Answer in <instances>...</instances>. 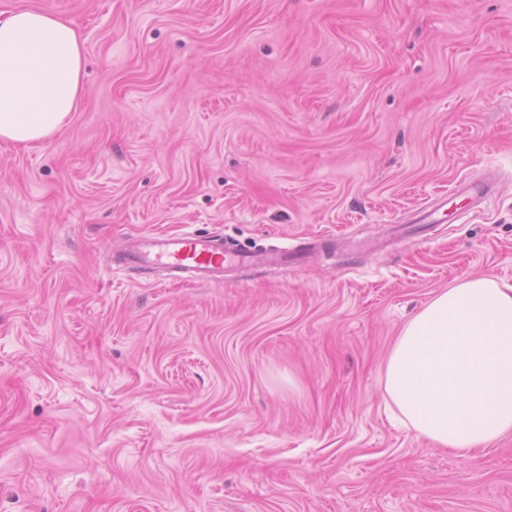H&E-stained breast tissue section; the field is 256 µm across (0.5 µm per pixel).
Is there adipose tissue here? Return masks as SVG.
Listing matches in <instances>:
<instances>
[{
    "label": "adipose tissue",
    "instance_id": "1",
    "mask_svg": "<svg viewBox=\"0 0 512 512\" xmlns=\"http://www.w3.org/2000/svg\"><path fill=\"white\" fill-rule=\"evenodd\" d=\"M83 47L66 20L34 8L0 18V140L62 130L81 91ZM402 422L467 453L512 434V288L470 277L408 322L383 368Z\"/></svg>",
    "mask_w": 512,
    "mask_h": 512
}]
</instances>
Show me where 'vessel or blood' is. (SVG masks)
<instances>
[{"label":"vessel or blood","mask_w":512,"mask_h":512,"mask_svg":"<svg viewBox=\"0 0 512 512\" xmlns=\"http://www.w3.org/2000/svg\"><path fill=\"white\" fill-rule=\"evenodd\" d=\"M492 180L476 175L455 188L477 206L490 202ZM288 252L274 257H261L247 251H229L223 238L199 231L177 234L154 233L124 241L114 258L116 270L144 271L167 269L183 272L188 281L211 282L223 280L228 267L279 268L288 263Z\"/></svg>","instance_id":"b4317fda"}]
</instances>
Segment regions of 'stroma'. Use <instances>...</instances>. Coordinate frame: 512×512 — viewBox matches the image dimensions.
Wrapping results in <instances>:
<instances>
[{"mask_svg":"<svg viewBox=\"0 0 512 512\" xmlns=\"http://www.w3.org/2000/svg\"><path fill=\"white\" fill-rule=\"evenodd\" d=\"M21 8L84 63L60 132L0 140V512H512V436L439 447L382 385L436 294L512 287V0ZM189 227L302 259L109 271ZM492 180L489 176L476 175L456 186L450 198L463 194L474 205L480 206L490 202L492 195Z\"/></svg>","mask_w":512,"mask_h":512,"instance_id":"35a3bbf8","label":"stroma"}]
</instances>
